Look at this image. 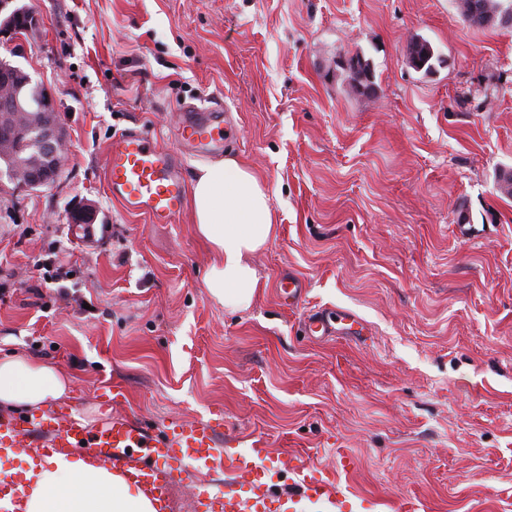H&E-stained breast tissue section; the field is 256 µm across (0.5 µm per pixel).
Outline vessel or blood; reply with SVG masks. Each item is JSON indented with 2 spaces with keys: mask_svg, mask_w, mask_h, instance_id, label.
<instances>
[{
  "mask_svg": "<svg viewBox=\"0 0 512 512\" xmlns=\"http://www.w3.org/2000/svg\"><path fill=\"white\" fill-rule=\"evenodd\" d=\"M223 148V112L189 106L172 149L161 148L146 130L114 134L107 147L104 182L126 211L168 224L183 206L184 162ZM360 323L356 314L345 309L332 315L315 309L305 317V328L313 336L355 337ZM223 434L222 421L205 417L169 422L158 433L128 417L112 419L91 431L62 407L35 418L0 416V456L27 448L42 460L70 448L82 449L101 465L120 470L153 502L156 512H169L173 485L193 481L204 471L224 472L231 480L222 496L205 502V512H270L258 477L281 467L282 459L267 452L263 439L238 450L226 446ZM298 486L301 496L284 502L285 512L300 501L321 505L324 512H345L347 500L334 476L302 472Z\"/></svg>",
  "mask_w": 512,
  "mask_h": 512,
  "instance_id": "1",
  "label": "vessel or blood"
}]
</instances>
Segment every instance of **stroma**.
Here are the masks:
<instances>
[{
    "label": "stroma",
    "instance_id": "35a3bbf8",
    "mask_svg": "<svg viewBox=\"0 0 512 512\" xmlns=\"http://www.w3.org/2000/svg\"><path fill=\"white\" fill-rule=\"evenodd\" d=\"M39 24L0 60L57 102L67 162L37 190L0 179V356L68 369L60 400L89 428L135 416L153 431L223 417L241 449L263 438L294 470L334 472L374 512H512V28L465 24L454 0H11ZM444 59L407 62L414 38ZM373 68L352 91L342 58ZM224 106L226 153L266 183L276 239L264 283L229 311L190 209L156 224L103 182L106 148L143 127L171 147L181 105ZM96 211L94 236L69 209ZM469 230H462V220ZM68 241L70 277L32 292ZM303 281L289 303L279 282ZM347 309L363 341L304 331ZM124 402L104 397L112 382ZM354 458L336 464L337 449Z\"/></svg>",
    "mask_w": 512,
    "mask_h": 512
}]
</instances>
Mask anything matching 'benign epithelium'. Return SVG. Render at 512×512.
<instances>
[{
  "instance_id": "1",
  "label": "benign epithelium",
  "mask_w": 512,
  "mask_h": 512,
  "mask_svg": "<svg viewBox=\"0 0 512 512\" xmlns=\"http://www.w3.org/2000/svg\"><path fill=\"white\" fill-rule=\"evenodd\" d=\"M38 20L18 26L9 15L0 18V35L13 38L17 32L25 34L32 31ZM0 111L12 112L15 124L0 140L13 143L24 137H30L37 143L38 151L45 156L47 163L37 170L15 168L8 172L10 180L26 189L46 187L53 184L67 161L63 129L58 121V106L53 97L44 92L33 100H24L10 86H0ZM69 220L76 228L87 231L93 224V210L87 206H77L69 211Z\"/></svg>"
}]
</instances>
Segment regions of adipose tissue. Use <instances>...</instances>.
<instances>
[{"label":"adipose tissue","mask_w":512,"mask_h":512,"mask_svg":"<svg viewBox=\"0 0 512 512\" xmlns=\"http://www.w3.org/2000/svg\"><path fill=\"white\" fill-rule=\"evenodd\" d=\"M192 222L215 261L205 284L225 308L252 304L260 280L249 258L277 234L271 197L260 177L227 156L199 166L191 186ZM71 385L62 367L21 355L0 357V409H37L56 401ZM22 489L24 512H153L141 491L120 473L86 454L67 452L29 463Z\"/></svg>","instance_id":"1"}]
</instances>
